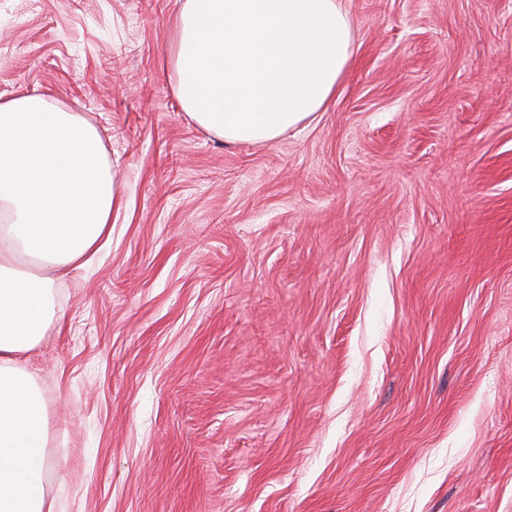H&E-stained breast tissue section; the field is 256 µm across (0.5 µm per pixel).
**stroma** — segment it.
<instances>
[{
    "instance_id": "35a3bbf8",
    "label": "stroma",
    "mask_w": 512,
    "mask_h": 512,
    "mask_svg": "<svg viewBox=\"0 0 512 512\" xmlns=\"http://www.w3.org/2000/svg\"><path fill=\"white\" fill-rule=\"evenodd\" d=\"M179 0H0V95L101 132L126 205L25 356L57 512H512V0H345L327 109L227 143Z\"/></svg>"
}]
</instances>
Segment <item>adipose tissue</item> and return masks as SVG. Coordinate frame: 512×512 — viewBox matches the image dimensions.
Segmentation results:
<instances>
[{
    "instance_id": "obj_1",
    "label": "adipose tissue",
    "mask_w": 512,
    "mask_h": 512,
    "mask_svg": "<svg viewBox=\"0 0 512 512\" xmlns=\"http://www.w3.org/2000/svg\"><path fill=\"white\" fill-rule=\"evenodd\" d=\"M174 94L228 143H270L327 107L356 53L343 0H183ZM123 195L99 131L44 95L0 100V512H54L50 420L24 365L57 317L53 271L84 267Z\"/></svg>"
}]
</instances>
